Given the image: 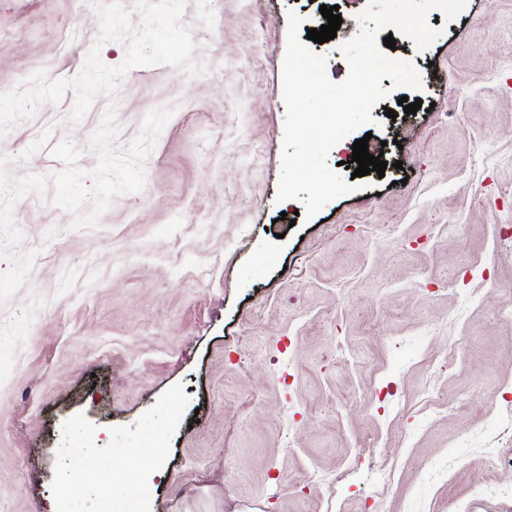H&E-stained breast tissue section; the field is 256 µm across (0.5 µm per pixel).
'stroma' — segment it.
Instances as JSON below:
<instances>
[{
    "label": "stroma",
    "instance_id": "stroma-1",
    "mask_svg": "<svg viewBox=\"0 0 512 512\" xmlns=\"http://www.w3.org/2000/svg\"><path fill=\"white\" fill-rule=\"evenodd\" d=\"M323 5L342 24L311 49L343 82L367 0H186L206 73L139 66L80 122L69 91L0 137L12 178L49 175L52 147L85 149L109 101L121 149L173 110L144 189L96 228L48 198L14 207V251L35 259L0 308V512H50L65 421L84 414L104 446L176 384L189 404L151 512H326L333 496L342 512H512V0L432 11L443 34L423 51L397 36L421 107L404 114L382 79L383 110L327 162L353 178L364 137L384 175L308 221L277 200L282 65L289 15L317 29ZM98 34L94 0H0V92L76 76Z\"/></svg>",
    "mask_w": 512,
    "mask_h": 512
}]
</instances>
